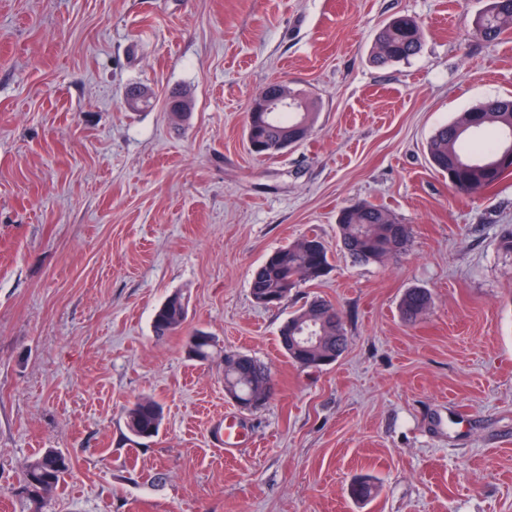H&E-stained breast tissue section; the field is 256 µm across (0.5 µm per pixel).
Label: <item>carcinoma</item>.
I'll return each instance as SVG.
<instances>
[{"instance_id":"carcinoma-1","label":"carcinoma","mask_w":512,"mask_h":512,"mask_svg":"<svg viewBox=\"0 0 512 512\" xmlns=\"http://www.w3.org/2000/svg\"><path fill=\"white\" fill-rule=\"evenodd\" d=\"M509 31H512V0H489L475 35L495 40ZM421 48L418 22L410 15L401 14L388 21L376 34L372 62L387 65L407 61ZM317 110L318 105L313 101L308 112H297L293 117L282 112L271 121L261 117L256 119L249 111L245 135L273 148L295 137V127L301 119H306L308 127H313ZM476 121L482 128L496 126L503 131H512V99H490L468 109L438 129L427 145L431 167L448 176L453 190L467 196L478 195L512 174L511 164L495 165L502 154V143L464 146L476 131ZM337 227L344 249L361 263H382L398 257L406 250L410 238L407 225L397 221L386 208L369 203L344 208L337 218ZM329 266L328 250L322 240L314 235L305 236L268 256L252 276L251 295L259 304L268 296L284 299L300 283L323 277ZM430 304L431 294L427 290H407L400 302L404 321L417 322ZM186 319V310L167 300L154 314L153 332L159 338L174 335L183 328ZM297 327H306L315 336L327 337L320 351L300 349L288 353L290 360L299 359L307 368L317 366V360L328 353L340 357L347 347L341 311L330 301L314 299L305 303L280 331L284 333ZM268 377L267 370L246 355L238 364L224 368V390L245 400L252 394L254 384ZM125 419L131 434L149 439L159 430L162 412L156 401L142 397L126 408ZM71 469V458L57 450H47L29 461L20 484L26 493L18 494L22 512H44L48 495L58 488Z\"/></svg>"}]
</instances>
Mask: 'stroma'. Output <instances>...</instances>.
<instances>
[{
  "instance_id": "1",
  "label": "stroma",
  "mask_w": 512,
  "mask_h": 512,
  "mask_svg": "<svg viewBox=\"0 0 512 512\" xmlns=\"http://www.w3.org/2000/svg\"><path fill=\"white\" fill-rule=\"evenodd\" d=\"M488 2L0 0V512L46 448L73 461L49 512H512V175L465 196L426 156L460 112L512 96V34L473 33ZM403 13L420 53L375 65ZM271 82L319 118L259 158L244 119ZM136 86L150 108L129 107ZM361 202L409 226L398 258L343 249L337 216ZM312 234L326 275L257 304L255 269ZM413 287L432 300L408 324ZM175 293L187 320L156 337ZM316 297L349 339L318 370L277 342ZM228 351L268 367L266 405L225 395ZM143 396L162 407L150 439L125 427ZM228 409L250 438L230 454ZM360 476L370 499L350 495ZM431 304V294L423 288L408 289L400 302L401 315L407 323H415L426 314Z\"/></svg>"
}]
</instances>
